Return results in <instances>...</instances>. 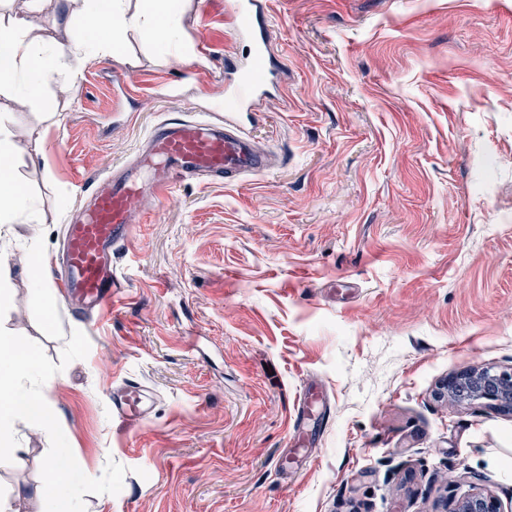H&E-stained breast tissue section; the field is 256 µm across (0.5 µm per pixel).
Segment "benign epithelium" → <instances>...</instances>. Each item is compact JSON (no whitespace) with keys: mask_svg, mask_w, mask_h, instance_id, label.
<instances>
[{"mask_svg":"<svg viewBox=\"0 0 512 512\" xmlns=\"http://www.w3.org/2000/svg\"><path fill=\"white\" fill-rule=\"evenodd\" d=\"M444 389L458 401L485 400L499 410L512 411V368H469L448 380ZM452 512H502V505L492 495L474 494L458 501Z\"/></svg>","mask_w":512,"mask_h":512,"instance_id":"7a95c632","label":"benign epithelium"}]
</instances>
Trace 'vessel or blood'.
I'll return each instance as SVG.
<instances>
[{"label":"vessel or blood","mask_w":512,"mask_h":512,"mask_svg":"<svg viewBox=\"0 0 512 512\" xmlns=\"http://www.w3.org/2000/svg\"><path fill=\"white\" fill-rule=\"evenodd\" d=\"M236 31L250 38L256 53L246 75L224 96L225 113L249 112L274 84L275 63L268 54L271 30L259 0L237 8ZM275 157L258 147L234 123L187 116L159 122L149 133L137 171L112 173L85 196L63 227L62 263L56 286L64 300L94 312L114 305L123 284L114 269L117 253L130 242L141 201L189 180L236 181L272 169ZM112 410L129 426L147 414L139 384L112 393Z\"/></svg>","instance_id":"b4317fda"}]
</instances>
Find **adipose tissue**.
<instances>
[{"mask_svg": "<svg viewBox=\"0 0 512 512\" xmlns=\"http://www.w3.org/2000/svg\"><path fill=\"white\" fill-rule=\"evenodd\" d=\"M178 4L179 0H95L82 24L65 20L68 42L51 49L33 35L26 17L0 18V47L9 53L7 65L0 66V90L37 100L42 88L61 76L69 56H122L133 31L158 48L182 45ZM35 211V200L21 188L14 170L1 168L0 224L31 223Z\"/></svg>", "mask_w": 512, "mask_h": 512, "instance_id": "ef3b65f1", "label": "adipose tissue"}]
</instances>
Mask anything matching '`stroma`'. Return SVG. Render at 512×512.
Masks as SVG:
<instances>
[{"instance_id":"obj_1","label":"stroma","mask_w":512,"mask_h":512,"mask_svg":"<svg viewBox=\"0 0 512 512\" xmlns=\"http://www.w3.org/2000/svg\"><path fill=\"white\" fill-rule=\"evenodd\" d=\"M235 3L182 0L204 65L133 34L124 59L70 61V92L47 85L5 118L37 212L0 224V322L55 363L87 336L46 395L86 475L127 469L86 512H451L468 494L512 512V413L442 392L512 367V0H262L283 76L246 130L276 166L145 199L109 312L56 293L48 325L32 306L29 266L55 264L83 190L159 121L223 101L228 66L252 55ZM64 8L83 4L0 0L53 46ZM129 382L154 398L133 429L111 403ZM14 433L0 495L35 512L50 439Z\"/></svg>"}]
</instances>
